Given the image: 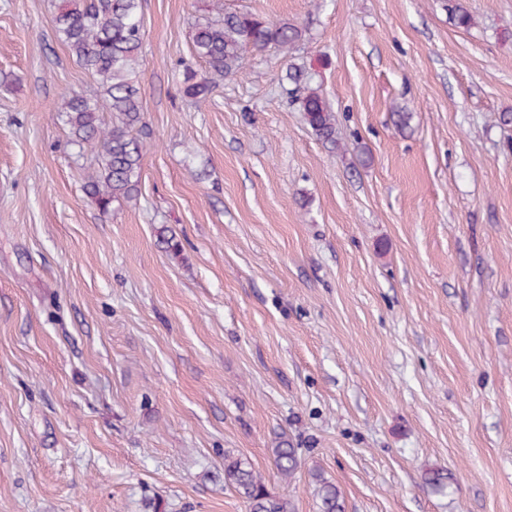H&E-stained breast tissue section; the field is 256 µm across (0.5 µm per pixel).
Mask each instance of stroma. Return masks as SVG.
Returning <instances> with one entry per match:
<instances>
[{
	"instance_id": "35a3bbf8",
	"label": "stroma",
	"mask_w": 512,
	"mask_h": 512,
	"mask_svg": "<svg viewBox=\"0 0 512 512\" xmlns=\"http://www.w3.org/2000/svg\"><path fill=\"white\" fill-rule=\"evenodd\" d=\"M461 2L224 0L306 41L197 105L211 0H142L151 136L104 216L61 111L96 83L55 0H0V512H250L228 453L292 512L317 472L346 512H512V0ZM288 79L294 85L286 89L287 94L299 105L306 123L315 136L331 150L339 146L336 131V115L326 101L314 89L309 87L308 77L302 70L295 69ZM274 464L285 479L291 478L300 465L296 448H273Z\"/></svg>"
}]
</instances>
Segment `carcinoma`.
Instances as JSON below:
<instances>
[{
    "mask_svg": "<svg viewBox=\"0 0 512 512\" xmlns=\"http://www.w3.org/2000/svg\"><path fill=\"white\" fill-rule=\"evenodd\" d=\"M449 11L457 26L471 25L469 12L457 0ZM51 24L57 39L98 84L91 96L71 93L63 113L73 141L97 147L84 189L99 212L106 214L113 202L138 194L146 150L144 140L134 135L144 128L141 87L136 80L144 39L141 0H66L52 15ZM304 37V30L294 23L274 21L249 10L226 9L221 0H214L208 15L196 22L192 36L205 71L185 70L182 92L200 103L218 81L243 72L247 54L270 48L288 52ZM289 80L293 88L287 94L298 103L310 129L329 149H336L335 113L309 87L303 71L294 70ZM106 112L110 113L108 121L103 118ZM273 457L278 473L286 479L300 465L295 448H275ZM314 478L320 512H345L338 487L319 473ZM224 483L246 500L250 512H291L290 501L271 493L240 457L224 455Z\"/></svg>",
    "mask_w": 512,
    "mask_h": 512,
    "instance_id": "cac0c4a2",
    "label": "carcinoma"
}]
</instances>
